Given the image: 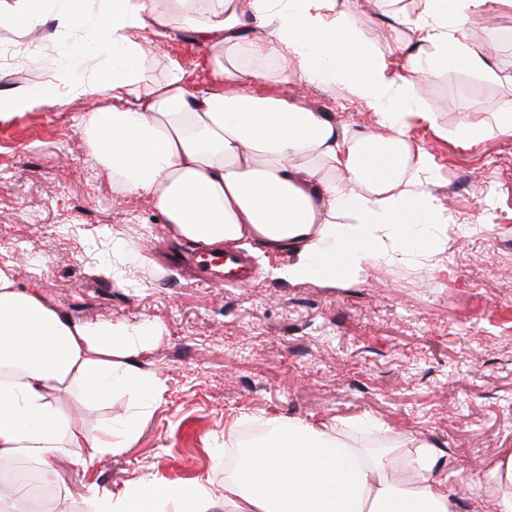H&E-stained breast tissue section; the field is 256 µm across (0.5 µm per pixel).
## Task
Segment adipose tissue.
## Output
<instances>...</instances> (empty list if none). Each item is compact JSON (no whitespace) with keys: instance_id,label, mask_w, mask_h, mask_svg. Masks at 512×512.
<instances>
[{"instance_id":"1","label":"adipose tissue","mask_w":512,"mask_h":512,"mask_svg":"<svg viewBox=\"0 0 512 512\" xmlns=\"http://www.w3.org/2000/svg\"><path fill=\"white\" fill-rule=\"evenodd\" d=\"M177 2V12L160 15L153 0H101L96 47L111 65L73 92L112 99L80 125L113 187L149 194L173 235L201 249L288 255L273 273L290 284L354 283L371 259L411 255L430 263L444 252L448 216L430 188L434 160L412 148L407 134L408 116H431L411 113L403 91L440 66L485 71L463 34L468 7L483 0H427L426 18L411 23L416 48L398 72L338 0H252L247 14L232 0ZM198 11L204 18L194 31L227 91L199 95L174 76L146 95L134 93L143 80L140 33L162 34ZM240 49L279 56L282 80L343 84L378 116L382 134H349L330 113L248 92L257 74L234 63ZM147 343L142 328L58 313L0 267V458L46 467L72 448L92 459L121 453L111 432H71L52 393L73 389L100 402L126 389L160 401L164 381L132 362ZM264 424L260 441L225 472L223 489L202 479L146 482L134 499L92 494L87 512H157L161 503L209 512L224 492L233 497L232 512H457L456 499L434 480L448 458L429 441L409 435L371 450L323 421L269 417ZM474 486L478 500L512 512V448Z\"/></svg>"}]
</instances>
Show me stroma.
Returning a JSON list of instances; mask_svg holds the SVG:
<instances>
[{
	"label": "stroma",
	"instance_id": "stroma-1",
	"mask_svg": "<svg viewBox=\"0 0 512 512\" xmlns=\"http://www.w3.org/2000/svg\"><path fill=\"white\" fill-rule=\"evenodd\" d=\"M339 2L376 51L401 63L422 0ZM501 31L512 32V4L472 9L466 36L484 54L488 75L440 68L410 94L413 111L434 118L412 123L409 136L433 156V193L449 216L437 267L408 256L374 260L356 283L290 285L271 273L287 263L281 255L257 261L250 286L224 287L188 269L193 247L168 231L149 195L117 193L91 153L80 118L111 100L72 88L107 71L108 59L93 51L74 70L68 58L75 45L93 42V25L60 23L49 9L23 32L0 24V48L22 52L0 62V96L21 87L52 91L41 105L0 113V265L10 264L17 288H39L62 314L148 329L151 341L135 363L166 386L130 448L93 462L77 449L55 460L48 512H84L93 489L147 480L207 478L223 487L225 433L266 415L369 420L384 438L434 442L452 461L437 480L460 512H496L492 501L475 504L469 481L512 448V136L489 132L472 150L458 138L464 125L498 111L512 82V43L496 40ZM236 59L260 72L251 92L300 100L348 132H379L376 116L345 86L283 82L277 65H257L241 52ZM143 67L141 93L174 71L192 91L225 89L185 27L151 36ZM130 251L147 268L121 287L108 270L123 267ZM53 400L82 432L135 411L121 391L101 406L71 391Z\"/></svg>",
	"mask_w": 512,
	"mask_h": 512
}]
</instances>
